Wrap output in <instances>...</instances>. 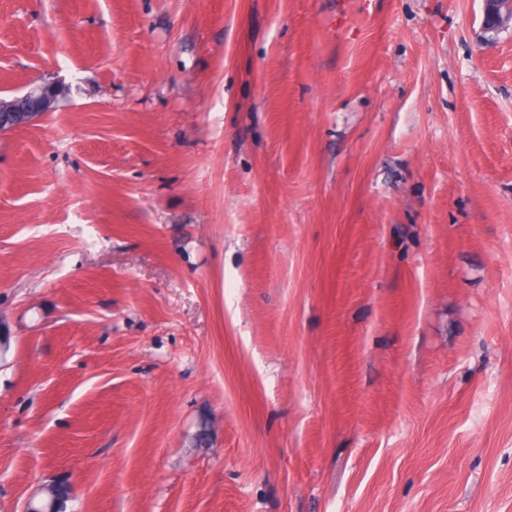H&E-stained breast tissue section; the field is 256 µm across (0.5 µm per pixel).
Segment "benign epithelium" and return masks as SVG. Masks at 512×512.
<instances>
[{"label":"benign epithelium","mask_w":512,"mask_h":512,"mask_svg":"<svg viewBox=\"0 0 512 512\" xmlns=\"http://www.w3.org/2000/svg\"><path fill=\"white\" fill-rule=\"evenodd\" d=\"M482 29L495 33L512 26V0H484ZM66 89L60 85H32L19 95L0 98V135L39 121L55 110Z\"/></svg>","instance_id":"7a95c632"}]
</instances>
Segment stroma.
Instances as JSON below:
<instances>
[{"instance_id": "stroma-1", "label": "stroma", "mask_w": 512, "mask_h": 512, "mask_svg": "<svg viewBox=\"0 0 512 512\" xmlns=\"http://www.w3.org/2000/svg\"><path fill=\"white\" fill-rule=\"evenodd\" d=\"M483 9L0 0V512H512ZM66 89L60 85H32L19 95L0 98V135L33 125L48 112H53ZM28 103V105H27Z\"/></svg>"}]
</instances>
